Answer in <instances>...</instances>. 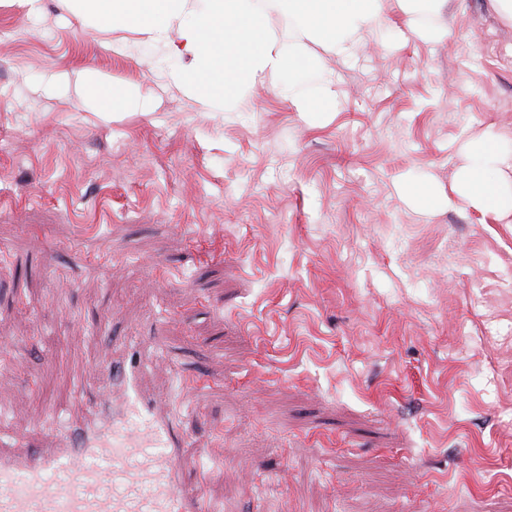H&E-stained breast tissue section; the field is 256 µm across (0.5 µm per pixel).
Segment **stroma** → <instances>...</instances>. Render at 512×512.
<instances>
[{
	"label": "stroma",
	"mask_w": 512,
	"mask_h": 512,
	"mask_svg": "<svg viewBox=\"0 0 512 512\" xmlns=\"http://www.w3.org/2000/svg\"><path fill=\"white\" fill-rule=\"evenodd\" d=\"M432 23L380 0L355 55L300 41L325 111L268 76L226 110L164 81L177 31L0 0V443L57 447L74 381L156 314L186 382L145 384L222 512H512V223L456 191L467 141L512 136V21ZM84 70L154 110L86 98Z\"/></svg>",
	"instance_id": "obj_1"
}]
</instances>
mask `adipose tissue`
I'll return each instance as SVG.
<instances>
[{
    "label": "adipose tissue",
    "instance_id": "1",
    "mask_svg": "<svg viewBox=\"0 0 512 512\" xmlns=\"http://www.w3.org/2000/svg\"><path fill=\"white\" fill-rule=\"evenodd\" d=\"M85 17L115 29L134 27L162 39L180 30L173 54L188 65L168 71L177 85L218 105L235 101L239 88L268 74L299 111L315 112L331 100L330 82L296 48L279 46L267 27L269 8L288 18L292 34L323 41L350 54L378 22L379 0H73ZM461 197L475 210L512 216V146L489 135L466 148Z\"/></svg>",
    "mask_w": 512,
    "mask_h": 512
}]
</instances>
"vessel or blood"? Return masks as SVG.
I'll use <instances>...</instances> for the list:
<instances>
[{
    "label": "vessel or blood",
    "instance_id": "b4317fda",
    "mask_svg": "<svg viewBox=\"0 0 512 512\" xmlns=\"http://www.w3.org/2000/svg\"><path fill=\"white\" fill-rule=\"evenodd\" d=\"M161 352L159 337L128 339L57 448H0V512H209L186 481L189 434L142 384Z\"/></svg>",
    "mask_w": 512,
    "mask_h": 512
}]
</instances>
